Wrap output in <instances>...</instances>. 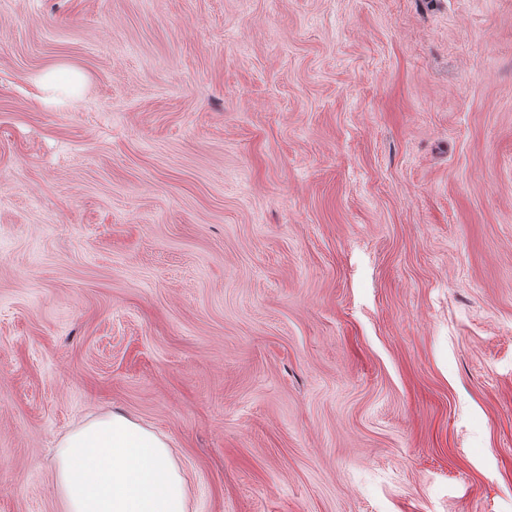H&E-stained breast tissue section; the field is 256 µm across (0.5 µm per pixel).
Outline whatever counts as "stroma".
Returning a JSON list of instances; mask_svg holds the SVG:
<instances>
[{"label": "stroma", "instance_id": "obj_1", "mask_svg": "<svg viewBox=\"0 0 512 512\" xmlns=\"http://www.w3.org/2000/svg\"><path fill=\"white\" fill-rule=\"evenodd\" d=\"M112 410L189 512H512V0H0V512ZM60 75H67L68 80L62 86L58 85ZM40 87L51 96L65 94L71 98L76 97L80 91L82 78L75 69L50 68L40 75Z\"/></svg>", "mask_w": 512, "mask_h": 512}]
</instances>
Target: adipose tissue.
I'll return each instance as SVG.
<instances>
[{
	"label": "adipose tissue",
	"instance_id": "1",
	"mask_svg": "<svg viewBox=\"0 0 512 512\" xmlns=\"http://www.w3.org/2000/svg\"><path fill=\"white\" fill-rule=\"evenodd\" d=\"M55 480L63 512H189L167 439L114 410L62 435Z\"/></svg>",
	"mask_w": 512,
	"mask_h": 512
}]
</instances>
